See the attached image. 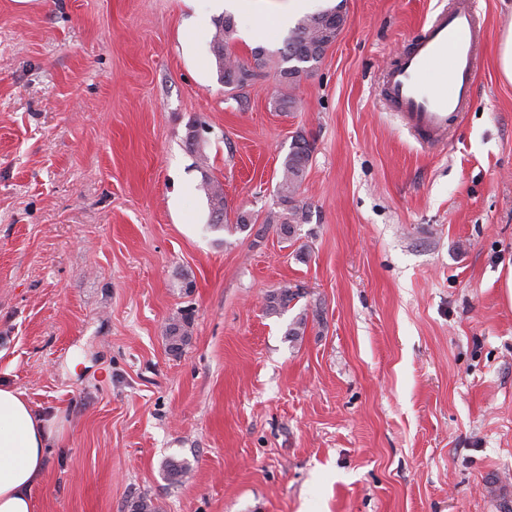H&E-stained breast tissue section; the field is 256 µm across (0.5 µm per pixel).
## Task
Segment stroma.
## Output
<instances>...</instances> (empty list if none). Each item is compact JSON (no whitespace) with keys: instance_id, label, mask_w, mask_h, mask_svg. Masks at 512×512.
<instances>
[{"instance_id":"stroma-1","label":"stroma","mask_w":512,"mask_h":512,"mask_svg":"<svg viewBox=\"0 0 512 512\" xmlns=\"http://www.w3.org/2000/svg\"><path fill=\"white\" fill-rule=\"evenodd\" d=\"M279 2L233 14L229 52L278 57L288 28L247 34ZM449 3L309 0L346 22L281 111L275 69L243 100L219 81L213 0H0V381L61 431L35 512L140 495L162 512H512V84L496 75L512 0H474V95L444 149L377 95ZM299 132L295 237L210 229L203 177L229 216L265 215ZM285 283L303 298L266 314ZM171 456L190 465L175 485ZM189 317L185 316L180 318H173L168 323L165 335L168 342L169 349L177 352L182 349L188 339Z\"/></svg>"}]
</instances>
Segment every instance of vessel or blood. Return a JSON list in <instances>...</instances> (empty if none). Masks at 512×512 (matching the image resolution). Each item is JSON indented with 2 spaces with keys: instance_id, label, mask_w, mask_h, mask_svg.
Segmentation results:
<instances>
[{
  "instance_id": "vessel-or-blood-1",
  "label": "vessel or blood",
  "mask_w": 512,
  "mask_h": 512,
  "mask_svg": "<svg viewBox=\"0 0 512 512\" xmlns=\"http://www.w3.org/2000/svg\"><path fill=\"white\" fill-rule=\"evenodd\" d=\"M484 37L471 0H455L454 8L436 13L387 68L381 95L420 144L442 143L462 119Z\"/></svg>"
}]
</instances>
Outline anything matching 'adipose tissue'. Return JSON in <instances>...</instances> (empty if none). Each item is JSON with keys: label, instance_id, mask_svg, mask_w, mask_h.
Returning a JSON list of instances; mask_svg holds the SVG:
<instances>
[{"label": "adipose tissue", "instance_id": "1", "mask_svg": "<svg viewBox=\"0 0 512 512\" xmlns=\"http://www.w3.org/2000/svg\"><path fill=\"white\" fill-rule=\"evenodd\" d=\"M58 440L52 419L35 413L21 392L0 382V512H34V489Z\"/></svg>", "mask_w": 512, "mask_h": 512}]
</instances>
